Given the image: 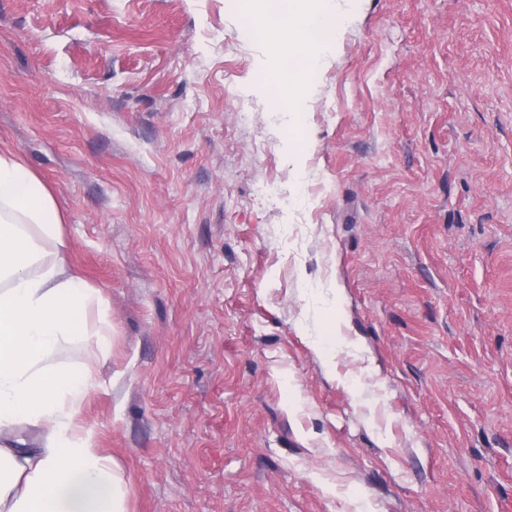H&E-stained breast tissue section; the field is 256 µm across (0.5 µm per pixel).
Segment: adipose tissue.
I'll return each instance as SVG.
<instances>
[{"instance_id": "obj_1", "label": "adipose tissue", "mask_w": 512, "mask_h": 512, "mask_svg": "<svg viewBox=\"0 0 512 512\" xmlns=\"http://www.w3.org/2000/svg\"><path fill=\"white\" fill-rule=\"evenodd\" d=\"M253 29L280 37L306 73L289 77L281 103L298 113L310 72L333 43V0H282L266 17L243 0ZM53 195L16 154L0 150V512H122L117 465L97 448L80 410L99 387L95 363L72 378L60 361L73 343L103 348L112 326L87 322L99 289L79 287L63 248ZM37 429L31 448L24 428Z\"/></svg>"}]
</instances>
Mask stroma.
<instances>
[{"instance_id": "stroma-1", "label": "stroma", "mask_w": 512, "mask_h": 512, "mask_svg": "<svg viewBox=\"0 0 512 512\" xmlns=\"http://www.w3.org/2000/svg\"><path fill=\"white\" fill-rule=\"evenodd\" d=\"M340 2L293 115L229 0H0L125 512H512V0Z\"/></svg>"}]
</instances>
